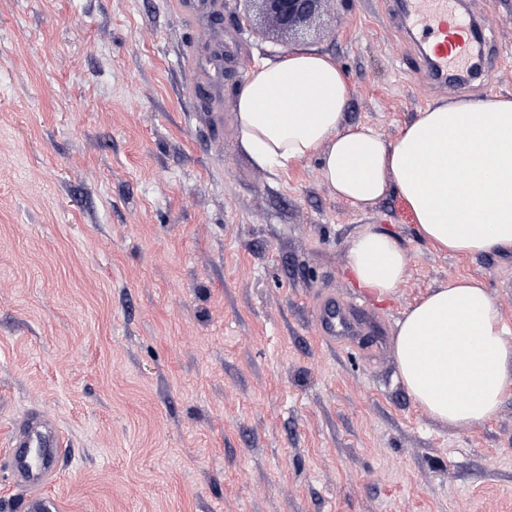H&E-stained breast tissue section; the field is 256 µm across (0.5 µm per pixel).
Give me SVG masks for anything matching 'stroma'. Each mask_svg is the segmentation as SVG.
<instances>
[{
	"mask_svg": "<svg viewBox=\"0 0 512 512\" xmlns=\"http://www.w3.org/2000/svg\"><path fill=\"white\" fill-rule=\"evenodd\" d=\"M184 0H0V454L53 413L61 512H512V388L479 428L432 421L390 335L429 290L482 282L512 327V252L421 240L389 192L357 211L309 159L239 148L235 96L286 52ZM497 60L437 82L401 0H327L308 46L346 76L349 125L385 137L438 99L512 95V0H458ZM407 253L378 302L348 271L365 225ZM334 295L355 333L326 341Z\"/></svg>",
	"mask_w": 512,
	"mask_h": 512,
	"instance_id": "1",
	"label": "stroma"
}]
</instances>
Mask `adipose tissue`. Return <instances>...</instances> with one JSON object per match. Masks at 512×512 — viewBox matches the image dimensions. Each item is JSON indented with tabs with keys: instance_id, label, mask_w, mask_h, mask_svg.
Returning a JSON list of instances; mask_svg holds the SVG:
<instances>
[{
	"instance_id": "obj_1",
	"label": "adipose tissue",
	"mask_w": 512,
	"mask_h": 512,
	"mask_svg": "<svg viewBox=\"0 0 512 512\" xmlns=\"http://www.w3.org/2000/svg\"><path fill=\"white\" fill-rule=\"evenodd\" d=\"M350 95L334 59L317 49L264 60L235 97L240 148L269 171L318 158L321 181L358 209L396 190L418 236L437 248L512 251V96L438 102L388 139L345 125ZM406 265L405 248L377 225L350 242L353 277L376 299L396 293ZM391 346L408 395L444 425L484 426L512 386V340L499 306L474 279L439 286L412 305Z\"/></svg>"
}]
</instances>
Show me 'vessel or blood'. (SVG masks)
Returning <instances> with one entry per match:
<instances>
[{
	"label": "vessel or blood",
	"instance_id": "1",
	"mask_svg": "<svg viewBox=\"0 0 512 512\" xmlns=\"http://www.w3.org/2000/svg\"><path fill=\"white\" fill-rule=\"evenodd\" d=\"M454 4L455 0H404L402 4L404 21L419 23L421 35L430 45L431 67L440 77L467 73L481 52L473 40L471 23L456 12ZM317 323L331 340L351 328L332 299L320 305ZM63 440L57 419L41 409H28L13 419L8 451L0 459V467L24 493L22 512H58V501L46 488L58 473Z\"/></svg>",
	"mask_w": 512,
	"mask_h": 512
}]
</instances>
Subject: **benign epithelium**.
Masks as SVG:
<instances>
[{"instance_id":"obj_1","label":"benign epithelium","mask_w":512,"mask_h":512,"mask_svg":"<svg viewBox=\"0 0 512 512\" xmlns=\"http://www.w3.org/2000/svg\"><path fill=\"white\" fill-rule=\"evenodd\" d=\"M243 20L257 21L280 40L304 42L320 22L327 0H245Z\"/></svg>"}]
</instances>
